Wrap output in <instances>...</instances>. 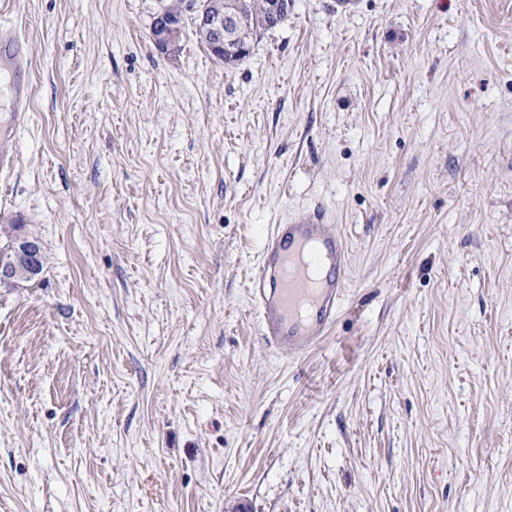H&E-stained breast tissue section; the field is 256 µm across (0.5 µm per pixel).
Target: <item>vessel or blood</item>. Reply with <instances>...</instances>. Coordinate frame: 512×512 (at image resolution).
Returning <instances> with one entry per match:
<instances>
[{"label": "vessel or blood", "mask_w": 512, "mask_h": 512, "mask_svg": "<svg viewBox=\"0 0 512 512\" xmlns=\"http://www.w3.org/2000/svg\"><path fill=\"white\" fill-rule=\"evenodd\" d=\"M0 58L15 77L11 107L16 120L31 108L27 45L18 31L0 27ZM345 243L323 207L276 224L251 276V301L263 335L286 358L308 353L335 321L347 278Z\"/></svg>", "instance_id": "vessel-or-blood-1"}]
</instances>
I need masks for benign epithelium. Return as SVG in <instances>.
<instances>
[{
  "instance_id": "1",
  "label": "benign epithelium",
  "mask_w": 512,
  "mask_h": 512,
  "mask_svg": "<svg viewBox=\"0 0 512 512\" xmlns=\"http://www.w3.org/2000/svg\"><path fill=\"white\" fill-rule=\"evenodd\" d=\"M267 24L275 27L293 8V0H261ZM249 20L239 13H226L219 7H203L195 10L194 25L209 42L210 48L220 60L245 58L250 55L253 44L244 41ZM180 16L162 11L154 18L151 37L156 49L162 53L173 52L179 46L177 33ZM8 247L0 250V285L15 284L38 276L42 269L43 251L38 236L21 225L6 228Z\"/></svg>"
}]
</instances>
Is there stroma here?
Returning <instances> with one entry per match:
<instances>
[{"label": "stroma", "mask_w": 512, "mask_h": 512, "mask_svg": "<svg viewBox=\"0 0 512 512\" xmlns=\"http://www.w3.org/2000/svg\"><path fill=\"white\" fill-rule=\"evenodd\" d=\"M168 0H0L32 103L0 172V512H512V0H294L224 68ZM325 207L297 359L248 281ZM181 0L171 1L164 10L175 12L177 14L170 15L166 11H162L154 18L151 37L156 49L162 53L174 52L179 46L177 33L180 28L182 16ZM331 223L318 206L274 224L252 273L250 295L262 333L283 357L308 353L335 321L348 254ZM4 227L9 237L7 249L0 250V285L35 278L41 272L43 251L38 236L24 226Z\"/></svg>", "instance_id": "obj_1"}]
</instances>
